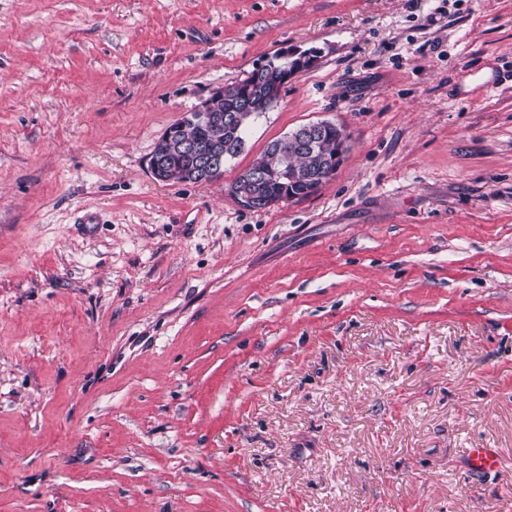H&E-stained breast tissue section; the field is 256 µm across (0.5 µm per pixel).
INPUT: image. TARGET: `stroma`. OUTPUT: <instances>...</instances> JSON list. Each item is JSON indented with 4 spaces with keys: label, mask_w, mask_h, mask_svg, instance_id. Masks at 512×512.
<instances>
[{
    "label": "stroma",
    "mask_w": 512,
    "mask_h": 512,
    "mask_svg": "<svg viewBox=\"0 0 512 512\" xmlns=\"http://www.w3.org/2000/svg\"><path fill=\"white\" fill-rule=\"evenodd\" d=\"M286 48L219 180L153 177ZM320 120L335 176L243 208ZM511 505L512 0H0V512ZM334 129L336 131H333ZM330 130H332L331 133H326ZM323 138L324 141L319 150L310 153L319 147ZM347 142L348 135L345 130L334 122L320 121L304 125L282 139L271 143L265 152L264 158L247 169L258 171L251 172L245 181L231 187V191L235 192L237 196L233 193L232 195L239 203L241 201L247 209L270 208L281 202L282 199L261 193L260 186L268 180L263 190L269 195H282L287 200L307 197L312 193L311 191L316 190L323 182L335 175L347 151ZM270 148L285 152H288V149L299 148L309 152L295 150L285 156L275 153ZM335 151L336 153L332 156H324L325 154H333ZM318 166L319 168L306 179L308 189L306 183L296 178V176L300 177L303 173L312 171ZM264 171L268 172L270 177ZM281 172H289L296 178L288 182L286 190L284 189L285 185L279 179V173ZM499 463L498 452L494 448L469 449L466 466L476 476L491 473Z\"/></svg>",
    "instance_id": "1"
}]
</instances>
